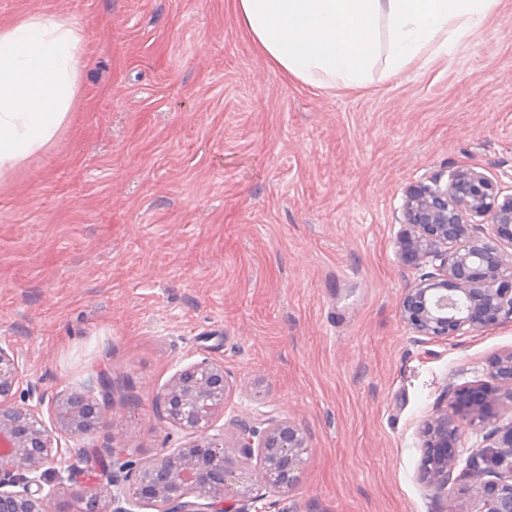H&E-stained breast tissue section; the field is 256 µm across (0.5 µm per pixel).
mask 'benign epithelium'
Instances as JSON below:
<instances>
[{"label": "benign epithelium", "instance_id": "obj_1", "mask_svg": "<svg viewBox=\"0 0 512 512\" xmlns=\"http://www.w3.org/2000/svg\"><path fill=\"white\" fill-rule=\"evenodd\" d=\"M405 230L398 255L409 266L431 258L437 272L407 290L403 321L417 334L444 338L512 322V194L504 195L485 174L453 170L407 187ZM492 386H464L448 395L446 409L423 425L419 481L441 496L464 495L479 512H512V424L498 425V408L512 405V354L491 365ZM112 376L100 371L79 388L56 391L50 422L40 413L45 397L24 384L22 362L0 345V512H264L249 486L283 493L298 482L306 434L288 419L260 431L243 421L231 441L210 433L228 393L224 365L207 358L178 371L154 405V415L185 435V442L152 458L133 461L111 448L112 469L85 480L67 465L63 443L97 430L112 410ZM36 401L30 405L28 401ZM489 428L471 468L455 472L460 427ZM259 452L260 467L243 479L239 459Z\"/></svg>", "mask_w": 512, "mask_h": 512}]
</instances>
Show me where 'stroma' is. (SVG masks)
Here are the masks:
<instances>
[{
	"label": "stroma",
	"mask_w": 512,
	"mask_h": 512,
	"mask_svg": "<svg viewBox=\"0 0 512 512\" xmlns=\"http://www.w3.org/2000/svg\"><path fill=\"white\" fill-rule=\"evenodd\" d=\"M83 31L57 138L0 172V342L44 396L108 370V424L73 442L141 460L180 433L153 400L179 370L223 363L215 422H295L296 486L269 512H446L419 482L420 429L449 386L491 384L512 322L434 338L403 322L405 190L472 168L512 193V0L398 74L360 88L273 69L232 0H0V25Z\"/></svg>",
	"instance_id": "1"
}]
</instances>
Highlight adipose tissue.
<instances>
[{"label": "adipose tissue", "instance_id": "adipose-tissue-1", "mask_svg": "<svg viewBox=\"0 0 512 512\" xmlns=\"http://www.w3.org/2000/svg\"><path fill=\"white\" fill-rule=\"evenodd\" d=\"M495 0H234L266 61L316 86L396 74L480 26ZM81 32L52 17L0 28V169L50 143L78 91Z\"/></svg>", "mask_w": 512, "mask_h": 512}]
</instances>
